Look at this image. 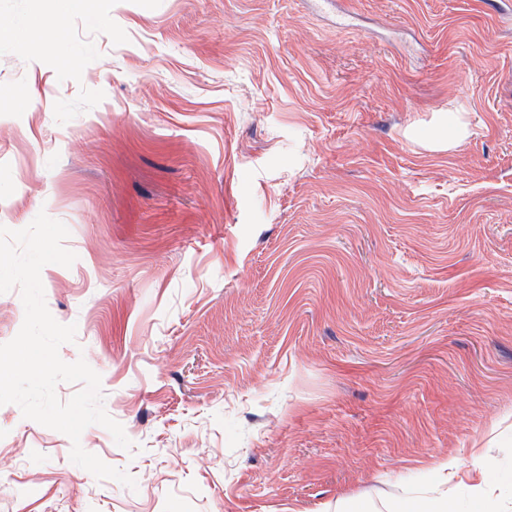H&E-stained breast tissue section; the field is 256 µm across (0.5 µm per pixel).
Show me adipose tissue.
<instances>
[{
  "instance_id": "ef3b65f1",
  "label": "adipose tissue",
  "mask_w": 512,
  "mask_h": 512,
  "mask_svg": "<svg viewBox=\"0 0 512 512\" xmlns=\"http://www.w3.org/2000/svg\"><path fill=\"white\" fill-rule=\"evenodd\" d=\"M460 470L456 459L436 462L434 483L408 496L398 512H512V486L498 480L494 460L474 456L466 479Z\"/></svg>"
}]
</instances>
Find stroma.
<instances>
[{
    "mask_svg": "<svg viewBox=\"0 0 512 512\" xmlns=\"http://www.w3.org/2000/svg\"><path fill=\"white\" fill-rule=\"evenodd\" d=\"M1 24L0 226L68 227L59 355L132 447L80 444L137 486L0 405V512L382 510L439 457L512 467V0H0ZM471 132L468 113L459 108L455 112L448 113V145L454 147Z\"/></svg>",
    "mask_w": 512,
    "mask_h": 512,
    "instance_id": "1",
    "label": "stroma"
}]
</instances>
